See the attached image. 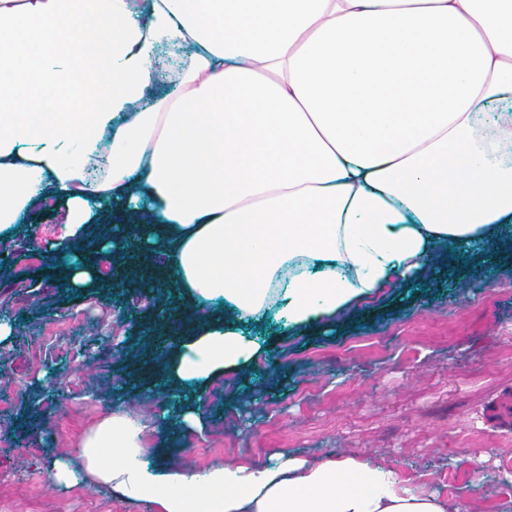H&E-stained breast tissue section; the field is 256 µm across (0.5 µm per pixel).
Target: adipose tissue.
<instances>
[{
  "mask_svg": "<svg viewBox=\"0 0 512 512\" xmlns=\"http://www.w3.org/2000/svg\"><path fill=\"white\" fill-rule=\"evenodd\" d=\"M163 46L182 90L149 104ZM50 200L58 287L107 285L70 250L98 227L188 308L155 382L202 434L265 350L243 325L332 323L512 223V0H0V249ZM165 430L113 406L85 472L159 512H471L355 454L164 469Z\"/></svg>",
  "mask_w": 512,
  "mask_h": 512,
  "instance_id": "ef3b65f1",
  "label": "adipose tissue"
}]
</instances>
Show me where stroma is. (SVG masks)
<instances>
[{
	"mask_svg": "<svg viewBox=\"0 0 512 512\" xmlns=\"http://www.w3.org/2000/svg\"><path fill=\"white\" fill-rule=\"evenodd\" d=\"M61 215L41 212L38 244L10 254L27 289L0 288L15 325L0 348V512H157L79 480L55 486V458L77 459L85 432L113 403L150 419L168 395L135 382L130 364L151 345L162 305L123 288L69 294L48 285L42 246ZM472 271L440 263L423 283L396 285L338 316L334 329L282 334L275 319L251 335L269 347L249 373L206 392V439L180 422L154 437L161 467L353 453L466 499L476 512L512 502V227L473 243Z\"/></svg>",
	"mask_w": 512,
	"mask_h": 512,
	"instance_id": "stroma-1",
	"label": "stroma"
}]
</instances>
